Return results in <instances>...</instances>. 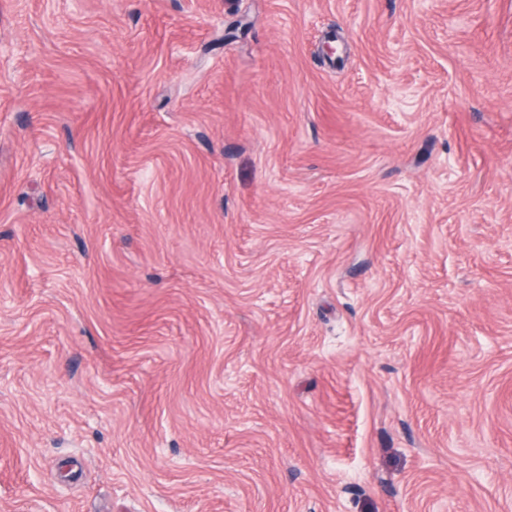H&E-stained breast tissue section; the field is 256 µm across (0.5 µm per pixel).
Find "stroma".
Returning a JSON list of instances; mask_svg holds the SVG:
<instances>
[{"instance_id":"1","label":"stroma","mask_w":512,"mask_h":512,"mask_svg":"<svg viewBox=\"0 0 512 512\" xmlns=\"http://www.w3.org/2000/svg\"><path fill=\"white\" fill-rule=\"evenodd\" d=\"M0 512H512V0H0Z\"/></svg>"}]
</instances>
